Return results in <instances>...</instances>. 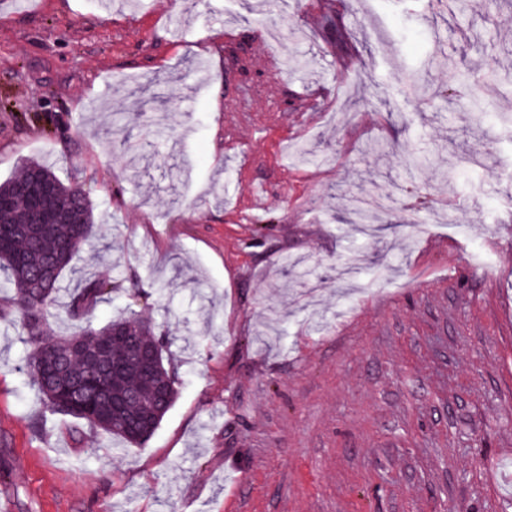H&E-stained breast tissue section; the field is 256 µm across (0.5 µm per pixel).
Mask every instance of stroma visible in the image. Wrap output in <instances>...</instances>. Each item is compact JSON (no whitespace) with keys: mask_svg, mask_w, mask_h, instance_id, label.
Returning a JSON list of instances; mask_svg holds the SVG:
<instances>
[{"mask_svg":"<svg viewBox=\"0 0 512 512\" xmlns=\"http://www.w3.org/2000/svg\"><path fill=\"white\" fill-rule=\"evenodd\" d=\"M18 2L0 182L37 159L83 186L93 245L62 285L116 280L92 326L150 322L179 394L140 447L47 409L0 276L17 512H507L512 0H289L273 23L247 0ZM257 184L264 209H241ZM358 191L390 201L368 231Z\"/></svg>","mask_w":512,"mask_h":512,"instance_id":"35a3bbf8","label":"stroma"}]
</instances>
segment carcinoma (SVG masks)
Returning <instances> with one entry per match:
<instances>
[{"label": "carcinoma", "mask_w": 512, "mask_h": 512, "mask_svg": "<svg viewBox=\"0 0 512 512\" xmlns=\"http://www.w3.org/2000/svg\"><path fill=\"white\" fill-rule=\"evenodd\" d=\"M54 185L50 207L79 211L78 224L34 223L23 201L17 203L3 228L0 271L14 288L11 306L20 313L30 351L25 371L41 403L48 409L84 421L129 445L145 443L156 431L177 397L175 373L164 355L163 339L151 324L137 319H118L94 330L84 342L95 359L78 357L73 342L91 329L89 316L112 293L102 276L86 279L67 291L65 305L73 332L42 339L48 309L60 292L63 271L89 242L93 204L78 183H65L52 167L28 161L22 174L0 183V197H12L32 173ZM127 333L122 341L112 327Z\"/></svg>", "instance_id": "carcinoma-1"}]
</instances>
